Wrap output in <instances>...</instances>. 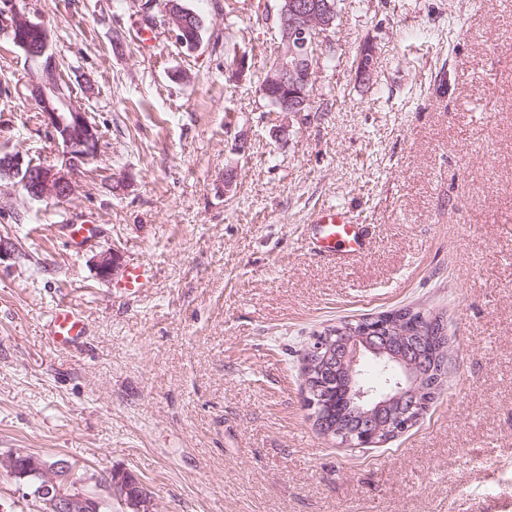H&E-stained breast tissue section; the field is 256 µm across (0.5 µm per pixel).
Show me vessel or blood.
I'll use <instances>...</instances> for the list:
<instances>
[{
  "label": "vessel or blood",
  "instance_id": "1",
  "mask_svg": "<svg viewBox=\"0 0 512 512\" xmlns=\"http://www.w3.org/2000/svg\"><path fill=\"white\" fill-rule=\"evenodd\" d=\"M316 234L310 241L311 250L319 258L348 264L363 259L371 248V230L366 224L348 223L342 208L327 206L313 216ZM151 268L146 263L126 266L117 287L121 294H139L148 287ZM88 334L82 313L70 302H56L49 318L48 336L52 345L61 350L78 348Z\"/></svg>",
  "mask_w": 512,
  "mask_h": 512
}]
</instances>
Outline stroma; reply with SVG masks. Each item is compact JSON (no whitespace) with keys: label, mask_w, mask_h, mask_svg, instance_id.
Masks as SVG:
<instances>
[{"label":"stroma","mask_w":512,"mask_h":512,"mask_svg":"<svg viewBox=\"0 0 512 512\" xmlns=\"http://www.w3.org/2000/svg\"><path fill=\"white\" fill-rule=\"evenodd\" d=\"M27 2L102 139L67 200L0 185V453L130 473L160 512H512V0H340L292 117L259 92L276 0H183L193 53L161 26L144 51L134 0ZM34 69L0 36V153L54 163ZM324 205L370 225L364 261L308 250ZM107 249L151 264L143 294L98 275ZM61 299L89 326L71 351L47 335ZM402 307L442 315L448 389L380 446L320 435L307 344Z\"/></svg>","instance_id":"35a3bbf8"}]
</instances>
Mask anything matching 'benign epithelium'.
Returning <instances> with one entry per match:
<instances>
[{"label": "benign epithelium", "mask_w": 512, "mask_h": 512, "mask_svg": "<svg viewBox=\"0 0 512 512\" xmlns=\"http://www.w3.org/2000/svg\"><path fill=\"white\" fill-rule=\"evenodd\" d=\"M279 45L275 64L264 76L260 93L273 100L278 111L285 114L310 112L314 101L312 88L317 80V60L322 57L329 44L337 18L335 0H277ZM190 11L181 0H166L163 7V23L181 47L192 53L200 42L183 41ZM0 19L3 20L4 35L23 53L39 60L27 90L30 98L39 102L42 118L54 140L61 148L60 161L45 167L33 160L25 159L20 152L0 155V179L16 180L33 200H67L76 192L78 177L83 166L97 157L101 130L88 114L77 107L71 94L57 82L58 63L52 51L50 35L46 27L37 24L40 16L28 10L24 0H0ZM39 31V39L32 43L25 33L30 29ZM373 70V50L369 46L361 49L357 76L362 81L370 79ZM96 267L103 278L116 274L118 264L111 251L100 253ZM404 319L392 315L370 316L358 325L338 323L335 326L336 340L314 337L308 347L305 379H310L322 365L335 356V348L343 350L342 362L355 380L354 397L362 413V421L355 431L344 438L349 448H369L385 443L396 434L414 427L422 418L429 394L434 388L422 386V380L439 369L444 372L452 353L441 352L439 359L428 358L416 364L398 357L392 361L399 365L394 370L385 364L388 373L387 386L378 389L358 382L362 376V360L372 357L383 359L387 336L403 334ZM0 476L26 485V478L36 477L45 487H53L54 493L44 497L41 512H95L96 498L87 485L91 482L102 485L108 494L119 498L130 512H158L155 499L141 490L139 495H128V474L109 472L100 479L80 471L67 460H52L34 454L25 448H13L0 455Z\"/></svg>", "instance_id": "benign-epithelium-1"}]
</instances>
